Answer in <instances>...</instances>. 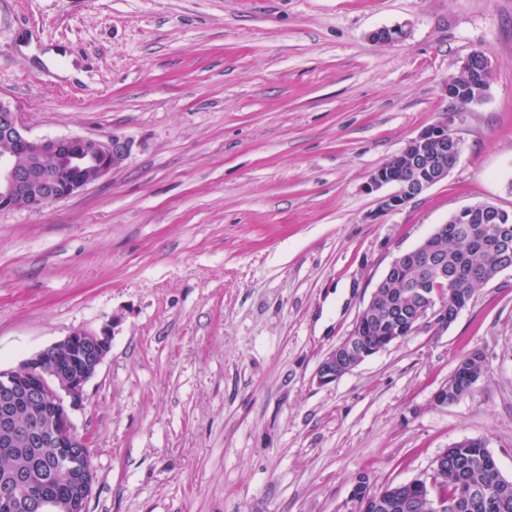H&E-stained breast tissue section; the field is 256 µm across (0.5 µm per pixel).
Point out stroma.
Masks as SVG:
<instances>
[{
    "mask_svg": "<svg viewBox=\"0 0 512 512\" xmlns=\"http://www.w3.org/2000/svg\"><path fill=\"white\" fill-rule=\"evenodd\" d=\"M476 49L493 76L459 162L380 211L370 174ZM0 99L30 136L131 144L78 195L0 212V369L113 328L74 415L88 512H340L357 477L411 480L466 438L512 478V268L448 329L315 379L395 257L462 207L512 212V0H0ZM474 351L489 375L435 405Z\"/></svg>",
    "mask_w": 512,
    "mask_h": 512,
    "instance_id": "35a3bbf8",
    "label": "stroma"
}]
</instances>
